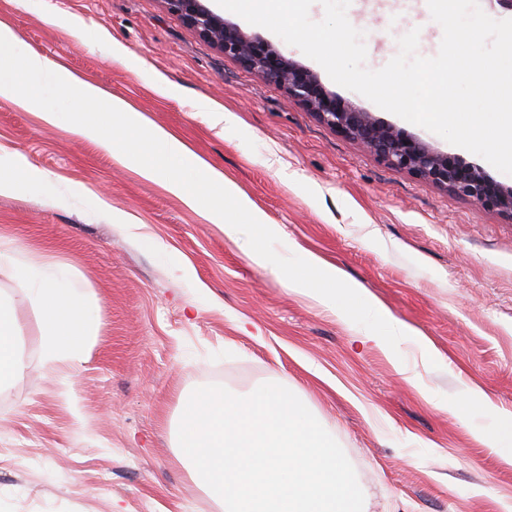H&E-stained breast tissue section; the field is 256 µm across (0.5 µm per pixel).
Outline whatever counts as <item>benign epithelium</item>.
<instances>
[{"label": "benign epithelium", "mask_w": 512, "mask_h": 512, "mask_svg": "<svg viewBox=\"0 0 512 512\" xmlns=\"http://www.w3.org/2000/svg\"><path fill=\"white\" fill-rule=\"evenodd\" d=\"M201 38L262 79L280 87L288 100L319 122L360 143L388 167L427 181L471 204L512 219V187L492 179L480 166L439 152L422 139L329 92L317 75L285 57L271 42L251 35L202 3L166 0Z\"/></svg>", "instance_id": "1"}]
</instances>
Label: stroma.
I'll list each match as a JSON object with an SVG mask.
<instances>
[{
  "label": "stroma",
  "instance_id": "1",
  "mask_svg": "<svg viewBox=\"0 0 512 512\" xmlns=\"http://www.w3.org/2000/svg\"><path fill=\"white\" fill-rule=\"evenodd\" d=\"M223 17L337 97L475 161L337 85L267 29ZM347 18L371 70L412 29L423 57L443 37L427 0H351ZM0 21L25 54L180 135L279 225L278 254L294 247L335 264L424 337L389 357L364 327L253 263L246 238L226 237L204 209L0 97V166L20 157L48 181L0 192V244L68 270L96 324L87 362L46 365L39 312L0 267L23 364L0 391V512H220L178 458L181 407L201 386L235 394L268 382L339 443L368 512H512V467L482 440L494 417L448 408L478 386L512 412V219L387 167L165 0H0ZM214 112L232 119L212 125Z\"/></svg>",
  "mask_w": 512,
  "mask_h": 512
}]
</instances>
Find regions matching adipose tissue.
Returning a JSON list of instances; mask_svg holds the SVG:
<instances>
[{
  "instance_id": "ef3b65f1",
  "label": "adipose tissue",
  "mask_w": 512,
  "mask_h": 512,
  "mask_svg": "<svg viewBox=\"0 0 512 512\" xmlns=\"http://www.w3.org/2000/svg\"><path fill=\"white\" fill-rule=\"evenodd\" d=\"M28 292L41 311L42 352L46 362L86 361L87 340L93 334L91 312L68 275L62 271L23 261L0 251V265ZM17 321L12 301L0 299V390L9 388L22 371L15 339ZM480 409L494 414L497 425L490 444L502 461L512 465V413L494 408L485 393L467 391L456 404L460 413Z\"/></svg>"
}]
</instances>
